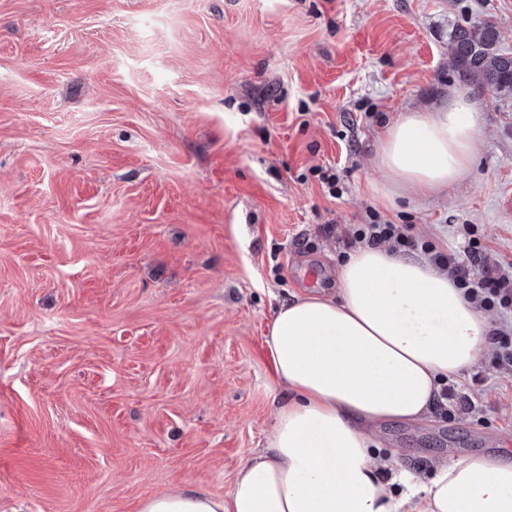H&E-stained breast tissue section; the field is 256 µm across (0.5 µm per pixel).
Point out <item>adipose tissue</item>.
Returning a JSON list of instances; mask_svg holds the SVG:
<instances>
[{
    "mask_svg": "<svg viewBox=\"0 0 512 512\" xmlns=\"http://www.w3.org/2000/svg\"><path fill=\"white\" fill-rule=\"evenodd\" d=\"M476 121L475 103L452 91L447 107L386 127L377 162L391 183L440 193L470 169ZM338 280V297L277 308L266 344L286 393L233 490L181 487L138 512H512V462L463 455L423 479L398 468L396 452L380 454L373 434L433 411L443 383L489 350V317L421 255L363 245Z\"/></svg>",
    "mask_w": 512,
    "mask_h": 512,
    "instance_id": "ef3b65f1",
    "label": "adipose tissue"
}]
</instances>
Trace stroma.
I'll list each match as a JSON object with an SVG mask.
<instances>
[{"mask_svg":"<svg viewBox=\"0 0 512 512\" xmlns=\"http://www.w3.org/2000/svg\"><path fill=\"white\" fill-rule=\"evenodd\" d=\"M485 18L512 52V0H0V512L228 494L282 395L276 307L337 295L370 212L512 272V92L469 85L477 155L447 191L376 161ZM454 386L471 405L376 430L419 477L512 457V372L486 354Z\"/></svg>","mask_w":512,"mask_h":512,"instance_id":"stroma-1","label":"stroma"}]
</instances>
